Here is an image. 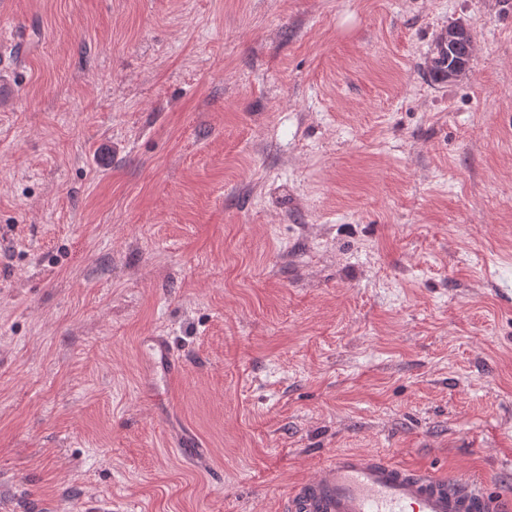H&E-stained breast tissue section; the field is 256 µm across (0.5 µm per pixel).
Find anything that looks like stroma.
<instances>
[{
    "mask_svg": "<svg viewBox=\"0 0 512 512\" xmlns=\"http://www.w3.org/2000/svg\"><path fill=\"white\" fill-rule=\"evenodd\" d=\"M0 29V512H282L349 449L512 497V0ZM469 30L461 25L457 24L448 28V41L450 44H446V49L443 50L441 58L439 60V54L437 55L436 62L428 66L429 74L435 79H454L465 73L468 69L471 56L472 47L469 38H462L459 42L455 41L459 34L467 33ZM454 74H456L454 76ZM148 352L145 353L143 372L146 376H153L155 370L160 366L168 375L169 379H175L180 375V366L174 358L169 343L163 337H150Z\"/></svg>",
    "mask_w": 512,
    "mask_h": 512,
    "instance_id": "1",
    "label": "stroma"
}]
</instances>
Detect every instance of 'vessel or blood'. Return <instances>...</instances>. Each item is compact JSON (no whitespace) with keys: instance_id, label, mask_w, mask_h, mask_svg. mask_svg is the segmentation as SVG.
<instances>
[{"instance_id":"vessel-or-blood-1","label":"vessel or blood","mask_w":512,"mask_h":512,"mask_svg":"<svg viewBox=\"0 0 512 512\" xmlns=\"http://www.w3.org/2000/svg\"><path fill=\"white\" fill-rule=\"evenodd\" d=\"M180 366L166 339L150 337L143 372ZM283 512H505L501 497L473 480L409 469L381 456L343 453L331 458L289 495Z\"/></svg>"}]
</instances>
